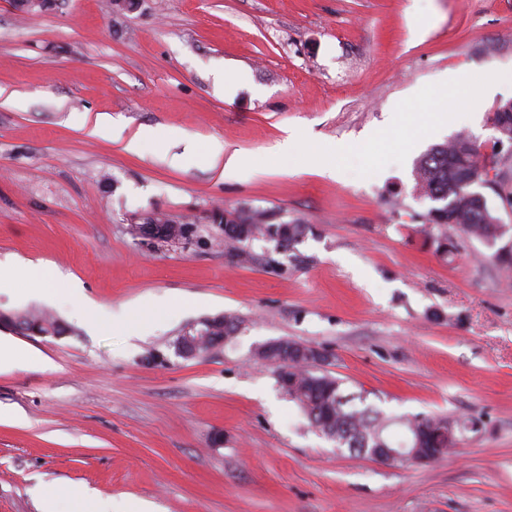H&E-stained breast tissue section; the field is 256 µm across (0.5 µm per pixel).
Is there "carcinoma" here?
<instances>
[{
    "mask_svg": "<svg viewBox=\"0 0 512 512\" xmlns=\"http://www.w3.org/2000/svg\"><path fill=\"white\" fill-rule=\"evenodd\" d=\"M476 178L477 184L490 186L507 201L512 200V173L499 168L495 156L484 157L474 148L467 134L436 145L421 155L415 165L413 192L421 198L442 201L444 205L431 209L426 216L431 226L429 235L437 250L447 252L446 230L454 226L470 238L493 247L512 233V225L502 224L488 201H480L474 192L464 191L463 178ZM234 233H224V242L233 249L258 236H267L288 250L306 233L304 224H272L263 213L236 215ZM499 267L512 274V239L494 254ZM44 323L59 334L66 332L60 322L37 312L24 313L23 324ZM235 329L224 319L210 331V345L204 351L220 345V340ZM281 390L294 401L318 433L357 455H370L376 448H446L448 437L456 431L474 429L478 422L469 417L440 414H406L388 416L367 403L362 392H345L343 380L327 370L295 359L275 365Z\"/></svg>",
    "mask_w": 512,
    "mask_h": 512,
    "instance_id": "carcinoma-1",
    "label": "carcinoma"
}]
</instances>
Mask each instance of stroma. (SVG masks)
Returning <instances> with one entry per match:
<instances>
[{
  "instance_id": "35a3bbf8",
  "label": "stroma",
  "mask_w": 512,
  "mask_h": 512,
  "mask_svg": "<svg viewBox=\"0 0 512 512\" xmlns=\"http://www.w3.org/2000/svg\"><path fill=\"white\" fill-rule=\"evenodd\" d=\"M447 80V124L406 140ZM508 99L512 0H141L121 14L53 0L26 16L0 0V309L69 329L0 332L40 358L0 373V512H40L49 493L156 512H512V286L456 228L438 252L433 203L413 193L431 147L464 133L489 152ZM100 115L111 139H86ZM148 126L190 138L126 153ZM216 139L249 175L212 166ZM336 146L335 177L321 175L317 148ZM217 206L310 230L287 251L247 242L241 262L207 220ZM154 213L190 239L137 237L134 218ZM16 258L59 282L31 284ZM86 298L151 308L112 325ZM218 315L237 322L228 341L177 352ZM280 339L323 349L387 414L481 428L428 466L337 451L258 359ZM25 325L32 324L29 328L24 325H20V320L13 317L10 324L4 323L3 327L8 328L20 335L33 338V337H46L50 336L52 331L45 332L41 331L38 327L33 326L37 323L47 324L50 328L56 331L58 334H63L66 332V328L61 325L60 322L50 319L40 313L37 312H26L24 313V320L22 322ZM85 505L86 510L82 512H155L151 503L139 499H126L120 511L113 507L112 500L102 497L90 499Z\"/></svg>"
}]
</instances>
